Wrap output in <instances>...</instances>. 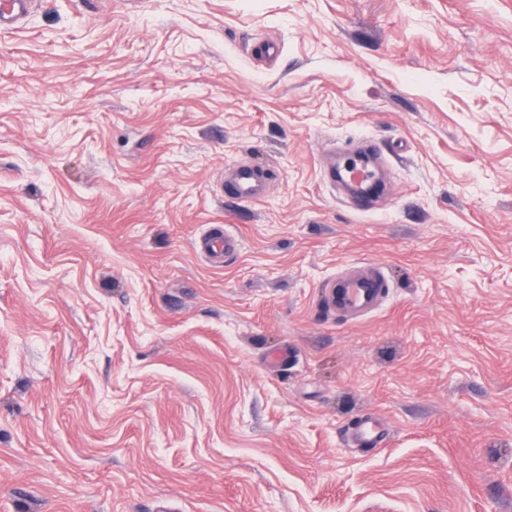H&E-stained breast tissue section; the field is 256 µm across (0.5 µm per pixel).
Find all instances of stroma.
<instances>
[{
    "label": "stroma",
    "mask_w": 512,
    "mask_h": 512,
    "mask_svg": "<svg viewBox=\"0 0 512 512\" xmlns=\"http://www.w3.org/2000/svg\"><path fill=\"white\" fill-rule=\"evenodd\" d=\"M367 139L358 213L323 165ZM362 262L388 296L336 320ZM368 413L390 443L345 445ZM0 512H512V0H38L0 32ZM272 179L267 169L237 163L224 181V194L242 202L259 200L265 196ZM201 251L210 263L221 266L224 259L234 255L239 249V240L231 232L219 229L209 233L201 239ZM326 305L341 320L375 311L388 293L383 270L373 264L361 263L332 279Z\"/></svg>",
    "instance_id": "1"
}]
</instances>
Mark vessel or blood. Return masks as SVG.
<instances>
[{
    "label": "vessel or blood",
    "mask_w": 512,
    "mask_h": 512,
    "mask_svg": "<svg viewBox=\"0 0 512 512\" xmlns=\"http://www.w3.org/2000/svg\"><path fill=\"white\" fill-rule=\"evenodd\" d=\"M35 0H0V29H21ZM349 176L352 187L348 189V202L354 211L366 213L374 208L371 194L356 190V183L368 180L372 173L360 166L356 159L345 165L329 163L324 176L329 183L339 182ZM272 175L267 169L248 163L235 164L224 181L225 194L235 200L251 202L265 196ZM239 249V240L231 232L220 229L201 239V251L210 263L223 265L226 258ZM388 293V283L383 270L373 264L361 263L346 271L328 284L326 305L340 319L358 317L375 311ZM390 434L382 418L375 414L362 416L347 433L348 445L357 448H382L389 444Z\"/></svg>",
    "instance_id": "b4317fda"
}]
</instances>
